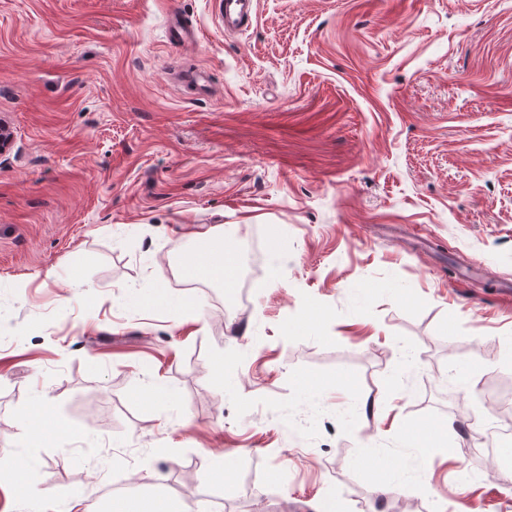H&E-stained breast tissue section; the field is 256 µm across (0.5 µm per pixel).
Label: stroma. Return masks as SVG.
Masks as SVG:
<instances>
[{"instance_id": "1", "label": "stroma", "mask_w": 512, "mask_h": 512, "mask_svg": "<svg viewBox=\"0 0 512 512\" xmlns=\"http://www.w3.org/2000/svg\"><path fill=\"white\" fill-rule=\"evenodd\" d=\"M0 120V512L119 474L186 512H512L479 452L512 380V0H258L238 35L215 0H0ZM217 224L250 290L185 287ZM370 458L416 477L381 493Z\"/></svg>"}]
</instances>
